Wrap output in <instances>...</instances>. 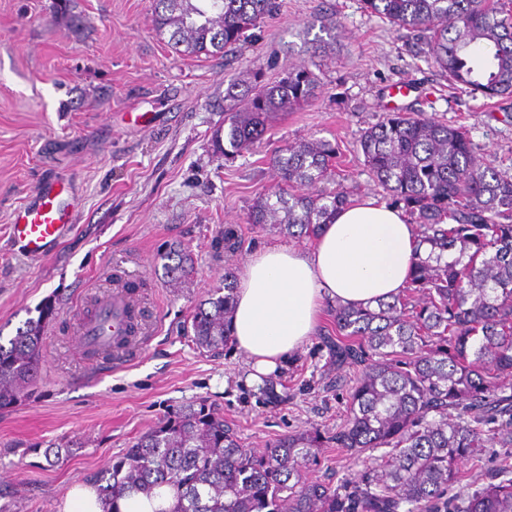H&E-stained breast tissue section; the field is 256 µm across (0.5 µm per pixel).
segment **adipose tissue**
Returning <instances> with one entry per match:
<instances>
[{
	"label": "adipose tissue",
	"instance_id": "adipose-tissue-1",
	"mask_svg": "<svg viewBox=\"0 0 512 512\" xmlns=\"http://www.w3.org/2000/svg\"><path fill=\"white\" fill-rule=\"evenodd\" d=\"M399 208L372 198L337 212L311 250L267 246L239 276L233 330L260 382L313 336L324 302L373 306L407 287L418 256Z\"/></svg>",
	"mask_w": 512,
	"mask_h": 512
}]
</instances>
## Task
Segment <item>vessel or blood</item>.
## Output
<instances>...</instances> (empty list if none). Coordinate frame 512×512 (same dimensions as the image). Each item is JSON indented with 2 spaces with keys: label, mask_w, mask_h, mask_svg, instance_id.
Here are the masks:
<instances>
[{
  "label": "vessel or blood",
  "mask_w": 512,
  "mask_h": 512,
  "mask_svg": "<svg viewBox=\"0 0 512 512\" xmlns=\"http://www.w3.org/2000/svg\"><path fill=\"white\" fill-rule=\"evenodd\" d=\"M74 224L73 213L54 182L44 183L37 194L16 208L9 226L11 244L23 254L42 256L54 250ZM128 299L116 292L100 305L96 316L81 324L82 343L95 346L122 334Z\"/></svg>",
  "instance_id": "1"
}]
</instances>
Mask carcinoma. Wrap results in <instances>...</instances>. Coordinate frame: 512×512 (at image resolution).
Masks as SVG:
<instances>
[{
    "label": "carcinoma",
    "instance_id": "cac0c4a2",
    "mask_svg": "<svg viewBox=\"0 0 512 512\" xmlns=\"http://www.w3.org/2000/svg\"><path fill=\"white\" fill-rule=\"evenodd\" d=\"M392 27L416 33L448 83L486 99L512 100V8L487 0H363ZM153 26L181 56L232 54L251 31L274 17L279 0H154ZM482 50L476 61L474 50ZM318 79L291 66L271 87L254 85L245 107L227 93L224 128L212 143L218 157L248 149L278 112L316 95ZM364 164L391 206L417 225L430 246L412 268L408 289L377 306L336 305V336L325 335L329 363L360 368L347 396V416L332 433L288 434L258 452L204 400L170 413L87 480L106 501L150 497L165 488L158 512H512V463L457 503L446 498L461 480L459 463L484 448L512 447V177L476 155L460 126L419 112H392L359 139ZM338 148L324 140L291 142L272 162L281 185L254 198L247 223L314 239L339 210L354 205L344 187L317 189ZM242 229L224 226L216 254L233 253ZM164 277L182 284L193 272L179 244L158 253ZM234 280L194 308L187 335L198 350L233 342ZM45 315L0 343V408L27 394L39 372ZM142 329L137 306L125 333L89 352L110 360L128 351ZM334 444L365 467L332 488L301 483L317 448ZM386 448L380 457L365 455Z\"/></svg>",
    "mask_w": 512,
    "mask_h": 512
}]
</instances>
